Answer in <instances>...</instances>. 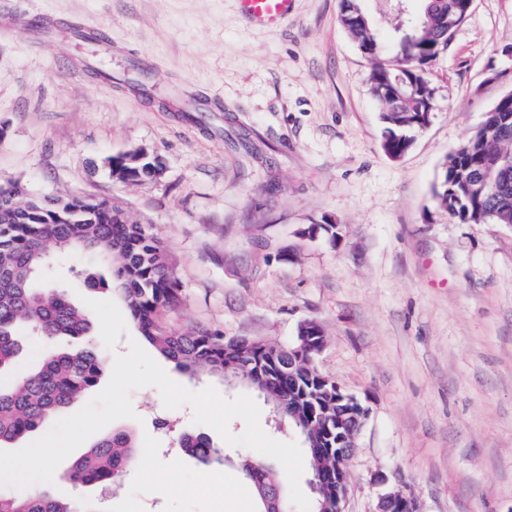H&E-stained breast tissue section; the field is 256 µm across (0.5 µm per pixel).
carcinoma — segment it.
<instances>
[{"instance_id":"cac0c4a2","label":"carcinoma","mask_w":512,"mask_h":512,"mask_svg":"<svg viewBox=\"0 0 512 512\" xmlns=\"http://www.w3.org/2000/svg\"><path fill=\"white\" fill-rule=\"evenodd\" d=\"M415 15L399 14L392 31L375 25L362 0H341V22L359 50L374 59L370 91L385 123L383 148L400 155L425 129L436 111L428 67L447 50L456 28L469 13L467 0H419ZM161 166L149 153L138 161L112 159L123 178L131 171L148 178ZM448 184L435 186L433 199L463 224H512V96L499 98L482 123L446 158ZM20 190L0 189V376L15 370L24 330L51 340L89 335L87 314L71 304L45 277L58 253L92 254L110 266L111 280L87 272L85 281L104 290L116 285L138 330L165 359L190 378L218 376L230 382L252 372L263 378L275 410L288 411V347L260 341L247 348L219 330L198 328L190 334L163 326L160 314L177 306L180 285L169 271L166 248L145 224H115L103 201L76 198L70 212L40 201L18 205ZM106 365L92 344L50 351L31 371L10 385L0 384V446L37 432L85 391L97 385ZM315 404L336 401L333 384L305 383ZM179 448L209 465L218 451L203 434L184 435ZM133 436L115 429L80 456L67 471L83 486L107 488L131 468ZM241 471L256 493L282 485L260 459L242 461ZM0 512H75L46 492L24 496L0 494Z\"/></svg>"}]
</instances>
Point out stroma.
<instances>
[{"label":"stroma","instance_id":"obj_1","mask_svg":"<svg viewBox=\"0 0 512 512\" xmlns=\"http://www.w3.org/2000/svg\"><path fill=\"white\" fill-rule=\"evenodd\" d=\"M339 11L295 0L267 28L238 0H0V183L106 198L150 225L181 285L163 316L179 331L288 346L318 323V370L368 410L348 512H374L381 476L422 512H512V224L458 223L432 195L448 154L512 90V0H473L428 70L434 118L398 159ZM138 147L163 176L114 182L104 160ZM88 266L55 256L53 278L111 360L140 333L118 293L87 288ZM161 366L190 391L249 396L268 436L300 442L252 386ZM131 400L135 418L114 425L145 450L132 470L107 489L58 476L53 496L77 512H255L238 468L254 449L188 405L174 431L156 429L157 387ZM183 433L206 435L223 464L176 452ZM219 472L223 487L199 494Z\"/></svg>","mask_w":512,"mask_h":512}]
</instances>
